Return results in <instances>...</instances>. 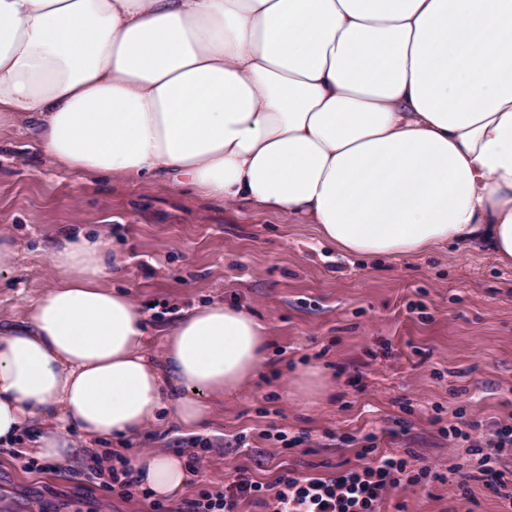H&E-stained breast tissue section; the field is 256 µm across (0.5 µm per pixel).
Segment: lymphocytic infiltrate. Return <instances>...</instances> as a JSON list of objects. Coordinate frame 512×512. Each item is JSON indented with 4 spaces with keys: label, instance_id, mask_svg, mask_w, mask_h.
<instances>
[{
    "label": "lymphocytic infiltrate",
    "instance_id": "obj_1",
    "mask_svg": "<svg viewBox=\"0 0 512 512\" xmlns=\"http://www.w3.org/2000/svg\"><path fill=\"white\" fill-rule=\"evenodd\" d=\"M364 452L368 463L328 478L283 475L262 483L239 470L224 491L192 499L185 512H241L246 502L268 512H381L389 490L424 484L431 474L429 467L371 444Z\"/></svg>",
    "mask_w": 512,
    "mask_h": 512
}]
</instances>
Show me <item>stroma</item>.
<instances>
[{
  "label": "stroma",
  "mask_w": 512,
  "mask_h": 512,
  "mask_svg": "<svg viewBox=\"0 0 512 512\" xmlns=\"http://www.w3.org/2000/svg\"><path fill=\"white\" fill-rule=\"evenodd\" d=\"M76 228L118 257L113 287L130 293L161 352L185 311L236 303L269 329L267 358L239 394L211 401L194 430L160 417L132 438L97 443L59 469L0 447V512H179L227 486L236 470L268 483L331 476L358 464L366 435L437 472L425 489L388 492L383 512H506L489 481L470 477L468 450L512 424V268L447 245L410 257L361 258L313 224L225 205L164 180L62 174L25 130L0 128V231L14 269L0 274V318L20 317L56 271L48 244ZM324 385L300 387L307 368ZM475 423L470 439L449 426ZM298 438L280 447L278 432ZM143 451L199 456L180 497L126 499L95 477L103 458Z\"/></svg>",
  "instance_id": "stroma-1"
}]
</instances>
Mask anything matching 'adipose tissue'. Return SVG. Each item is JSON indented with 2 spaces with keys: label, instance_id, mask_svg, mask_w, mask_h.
<instances>
[{
  "label": "adipose tissue",
  "instance_id": "adipose-tissue-1",
  "mask_svg": "<svg viewBox=\"0 0 512 512\" xmlns=\"http://www.w3.org/2000/svg\"><path fill=\"white\" fill-rule=\"evenodd\" d=\"M1 125L56 171L159 175L357 256L450 243L512 267V0H0ZM48 251L58 279L0 320V447L32 431L63 464L77 433L192 429L257 373L247 309L194 307L154 360L103 239ZM127 466L156 499L192 477L174 453Z\"/></svg>",
  "mask_w": 512,
  "mask_h": 512
}]
</instances>
